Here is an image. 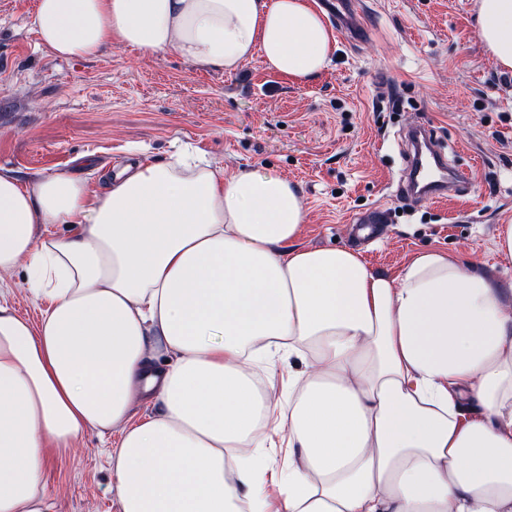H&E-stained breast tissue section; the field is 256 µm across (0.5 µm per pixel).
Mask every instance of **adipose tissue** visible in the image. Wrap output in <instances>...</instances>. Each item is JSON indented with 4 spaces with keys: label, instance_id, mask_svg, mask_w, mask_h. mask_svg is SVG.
Here are the masks:
<instances>
[{
    "label": "adipose tissue",
    "instance_id": "adipose-tissue-1",
    "mask_svg": "<svg viewBox=\"0 0 512 512\" xmlns=\"http://www.w3.org/2000/svg\"><path fill=\"white\" fill-rule=\"evenodd\" d=\"M31 24L61 57L298 80L331 47L305 0H37ZM477 24L512 69V0ZM306 218L287 178L180 146L96 196L0 167V274L46 303L34 325L0 299V512H52L47 462L89 429L116 437L119 512H512V287L435 250L375 275L299 246Z\"/></svg>",
    "mask_w": 512,
    "mask_h": 512
}]
</instances>
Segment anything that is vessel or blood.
Here are the masks:
<instances>
[{
    "instance_id": "vessel-or-blood-1",
    "label": "vessel or blood",
    "mask_w": 512,
    "mask_h": 512,
    "mask_svg": "<svg viewBox=\"0 0 512 512\" xmlns=\"http://www.w3.org/2000/svg\"><path fill=\"white\" fill-rule=\"evenodd\" d=\"M319 5L348 40H362L365 31L358 0H319ZM406 138L409 145L405 176L407 193L433 202L457 195L461 186L470 183V172L449 165L447 158L436 148L429 128H412Z\"/></svg>"
}]
</instances>
